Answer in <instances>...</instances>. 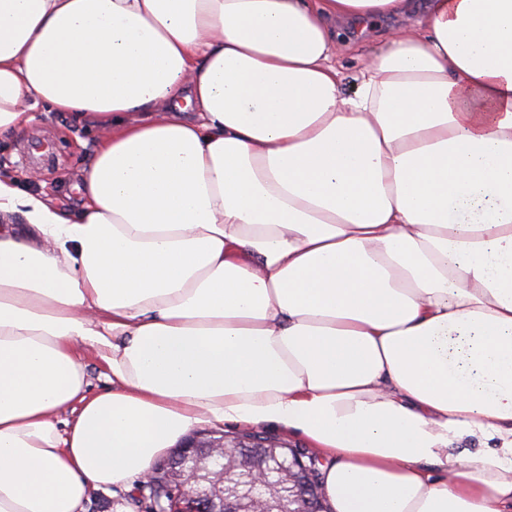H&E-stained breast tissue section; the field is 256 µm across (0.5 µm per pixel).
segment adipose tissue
I'll return each mask as SVG.
<instances>
[{
  "mask_svg": "<svg viewBox=\"0 0 512 512\" xmlns=\"http://www.w3.org/2000/svg\"><path fill=\"white\" fill-rule=\"evenodd\" d=\"M407 7L0 0V135L97 131L79 216L0 177V512L225 421L304 436L327 512H512V0L345 84L334 22Z\"/></svg>",
  "mask_w": 512,
  "mask_h": 512,
  "instance_id": "obj_1",
  "label": "adipose tissue"
}]
</instances>
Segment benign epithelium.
Returning <instances> with one entry per match:
<instances>
[{"label":"benign epithelium","mask_w":512,"mask_h":512,"mask_svg":"<svg viewBox=\"0 0 512 512\" xmlns=\"http://www.w3.org/2000/svg\"><path fill=\"white\" fill-rule=\"evenodd\" d=\"M318 459L248 435L233 444L193 435L155 463L143 486L167 481L150 512H320Z\"/></svg>","instance_id":"7a95c632"}]
</instances>
